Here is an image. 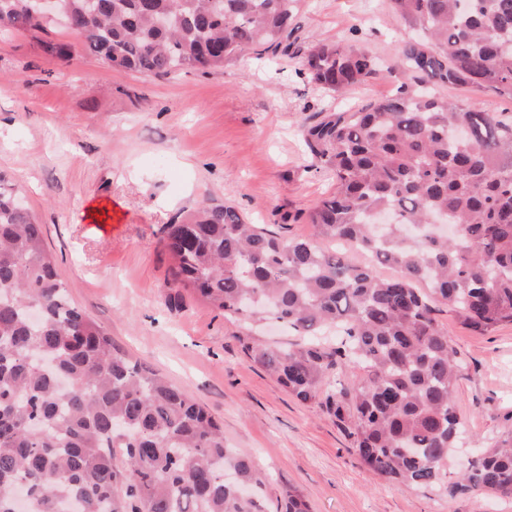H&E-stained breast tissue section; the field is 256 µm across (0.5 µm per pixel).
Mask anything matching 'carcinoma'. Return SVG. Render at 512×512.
Instances as JSON below:
<instances>
[{
	"mask_svg": "<svg viewBox=\"0 0 512 512\" xmlns=\"http://www.w3.org/2000/svg\"><path fill=\"white\" fill-rule=\"evenodd\" d=\"M296 2L59 0L88 53L158 77L222 69L251 49L288 53ZM390 5L424 31L399 50L410 84L303 127L312 166L336 181L308 211L311 236L286 239L205 201L165 225L163 240L173 287L251 327L283 323L302 337L243 347L334 418L366 467L433 487L464 427L461 365L435 304L480 334L512 324V118L431 87L512 99V0ZM53 24L22 0L0 13L4 32ZM301 66L340 94L380 73L369 53L326 41L310 43ZM22 482L26 512H265L251 455L228 446L194 398L113 347L71 301L41 225L0 183V512H16ZM455 485L512 497V432ZM283 501V512H309L292 487Z\"/></svg>",
	"mask_w": 512,
	"mask_h": 512,
	"instance_id": "obj_1",
	"label": "carcinoma"
}]
</instances>
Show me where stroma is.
<instances>
[{"label":"stroma","mask_w":512,"mask_h":512,"mask_svg":"<svg viewBox=\"0 0 512 512\" xmlns=\"http://www.w3.org/2000/svg\"><path fill=\"white\" fill-rule=\"evenodd\" d=\"M295 24L287 54L249 51L220 70L167 77L110 67L54 28L0 34V174L42 224L74 304L116 349L219 417L225 440L269 474L261 492L268 512L288 486L312 512H512V498L386 483L349 450L332 418L244 354L240 336L281 345L294 339L287 327L248 333L168 282L162 228L208 200L229 202L285 237L310 235L307 213L336 183L312 169L303 126L317 113L393 96L407 80L398 49L415 29L389 0H298ZM44 39L67 43L70 62L45 54ZM313 41L368 51L380 77L345 96L310 83L300 62ZM436 91L512 116V99L489 91ZM94 202L100 213L87 215ZM437 319L463 367L455 404L471 435L450 460L455 474L512 430V325L480 335L444 305Z\"/></svg>","instance_id":"1"}]
</instances>
